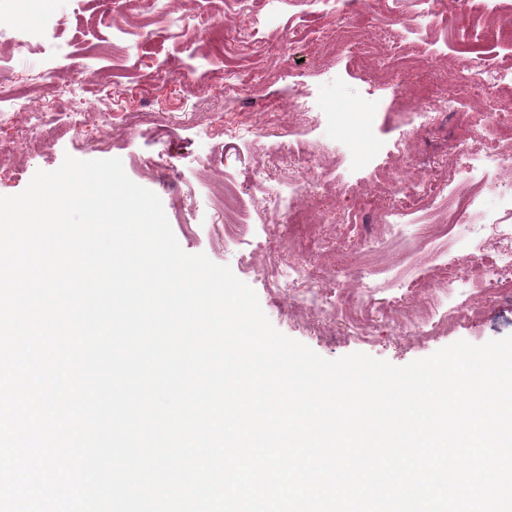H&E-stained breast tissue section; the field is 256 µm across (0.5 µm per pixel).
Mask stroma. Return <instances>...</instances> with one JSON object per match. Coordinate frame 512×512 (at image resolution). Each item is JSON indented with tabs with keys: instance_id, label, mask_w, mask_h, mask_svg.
Returning a JSON list of instances; mask_svg holds the SVG:
<instances>
[{
	"instance_id": "1",
	"label": "stroma",
	"mask_w": 512,
	"mask_h": 512,
	"mask_svg": "<svg viewBox=\"0 0 512 512\" xmlns=\"http://www.w3.org/2000/svg\"><path fill=\"white\" fill-rule=\"evenodd\" d=\"M47 12L21 16L18 0H0V95L47 111L80 89L89 110L81 131L47 140L24 124L0 121V196L21 193L40 170L57 169L65 156L80 160L118 158L128 177L156 193L181 248L206 254L240 273L241 258L267 268L290 261L313 271L315 287L349 296L372 284V312L362 324L308 307L291 288L273 289L250 279L272 324L326 359L362 352L396 366L430 356L456 341L475 345L512 335V297L490 293L491 274L501 268L493 235L475 240L473 225L493 217L512 224V172L483 191L479 209L457 224L453 235L425 244L417 230L430 218L444 220L440 202L411 209L398 200L408 185L442 182L459 148L479 151L486 127L460 133L455 115L480 113L482 102L451 85L461 56L446 43L444 26L425 16L421 0H398L392 13L360 14L341 23L278 0L260 32L244 36L232 0H46ZM112 20L101 25L103 8ZM216 16L227 27L226 50L216 49L197 26L198 15ZM512 25V0L479 16L484 50L512 67V47L492 32ZM359 52H351V45ZM238 65L259 72L234 95H225L224 69ZM412 69L438 100L453 99L455 112L434 114L421 125L417 103L398 84L400 68ZM310 92L323 112L310 128L291 108L296 94ZM363 112L348 125L345 113ZM250 121L248 142L224 136L225 122ZM311 151L313 166L288 165L291 150ZM296 182L305 194L287 209L266 208L259 182ZM234 186L253 216L242 236L224 230L215 206ZM313 211L321 250L303 252L288 234V208ZM459 286L444 300L463 312L436 327L417 317L445 275Z\"/></svg>"
}]
</instances>
